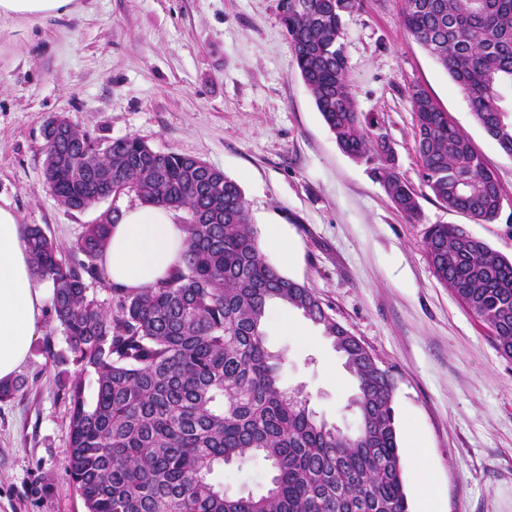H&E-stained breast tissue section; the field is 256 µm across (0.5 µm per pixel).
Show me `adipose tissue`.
<instances>
[{"label":"adipose tissue","mask_w":512,"mask_h":512,"mask_svg":"<svg viewBox=\"0 0 512 512\" xmlns=\"http://www.w3.org/2000/svg\"><path fill=\"white\" fill-rule=\"evenodd\" d=\"M75 0H0V17L50 18L69 13ZM185 235L171 210L138 206L112 226L99 265L120 288L155 285L180 264ZM50 282L39 278L27 246V228L8 206L0 205V383L14 379L35 336L45 327L52 299Z\"/></svg>","instance_id":"obj_1"}]
</instances>
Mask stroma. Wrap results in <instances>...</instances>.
<instances>
[{
  "label": "stroma",
  "mask_w": 512,
  "mask_h": 512,
  "mask_svg": "<svg viewBox=\"0 0 512 512\" xmlns=\"http://www.w3.org/2000/svg\"><path fill=\"white\" fill-rule=\"evenodd\" d=\"M347 79L358 112L374 118L419 220L397 211L366 164L343 153L300 77L280 0H76L50 20H0V204L69 249L85 225L135 194L84 210L46 188L42 129L65 114L94 137H135L153 150L198 157L241 188L256 230L282 225L293 249L284 273L305 283L389 371L395 385L409 504L421 476L441 512H512V359L489 328L435 275L423 246L433 224H459L512 258V157L476 122L463 91L405 30L401 0H365L345 19ZM426 89L498 177L503 208L491 222L451 211L422 178L410 91ZM266 345L284 354L283 386L318 417L356 433L353 377L298 310L268 307ZM56 360H48L43 345ZM82 377L63 327L45 329L0 402V512H87L64 464L69 399L58 377ZM427 453L415 465L410 448ZM267 461L216 469L231 495H262Z\"/></svg>",
  "instance_id": "35a3bbf8"
}]
</instances>
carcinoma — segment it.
Masks as SVG:
<instances>
[{
    "label": "carcinoma",
    "mask_w": 512,
    "mask_h": 512,
    "mask_svg": "<svg viewBox=\"0 0 512 512\" xmlns=\"http://www.w3.org/2000/svg\"><path fill=\"white\" fill-rule=\"evenodd\" d=\"M363 0H281L302 79L339 147L376 162L371 172L396 209L419 216L374 119L358 112L340 42ZM406 31L450 74L485 133L512 156V0H402ZM424 178L448 209L497 218L502 189L469 138L422 87L411 90ZM44 176L65 208L84 211L135 193L145 205L184 210L181 265L158 284L110 287L105 310L87 280L117 210L85 227L61 253L27 225L35 272L52 282V310L74 361L95 376L93 405L81 381L58 379L72 411L65 469L87 512H409L389 371L327 312L310 288L261 252L244 194L204 160L159 153L135 137L104 141L64 115L47 119ZM438 279L494 331L512 358V259L456 224L423 239ZM281 302L319 327L357 383L355 435H332L281 384L283 355L265 342L267 307ZM261 456L273 471L258 496L231 497L213 483L226 463Z\"/></svg>",
    "instance_id": "1"
}]
</instances>
